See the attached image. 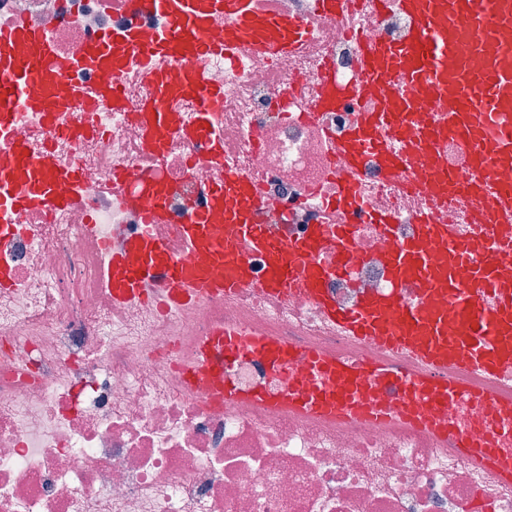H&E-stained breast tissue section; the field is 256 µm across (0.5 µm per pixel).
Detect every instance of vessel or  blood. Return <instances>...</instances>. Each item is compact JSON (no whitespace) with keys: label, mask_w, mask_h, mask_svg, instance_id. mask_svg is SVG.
<instances>
[{"label":"vessel or blood","mask_w":512,"mask_h":512,"mask_svg":"<svg viewBox=\"0 0 512 512\" xmlns=\"http://www.w3.org/2000/svg\"><path fill=\"white\" fill-rule=\"evenodd\" d=\"M125 5L132 14L166 17L167 28L104 32L70 55L58 54L41 28L22 23L0 30L1 132L18 112L50 120L67 111L72 102L58 88L76 73L99 77L97 96L122 106L119 77L137 56L148 67L154 93L136 119L153 143L163 144L176 118L175 102L190 95L200 112L192 135L219 157L223 146L213 137L214 116L223 91L207 83L195 65L209 47L210 34L222 30L228 53L239 47L259 54L293 53L303 45L301 20L261 12L255 0H125ZM316 8L330 18L360 8L379 24L396 11L411 22L399 42L359 37L362 84H323L322 104L348 94L364 100L355 124L337 142L341 167L350 172L370 159L385 176L407 174L413 192L469 205L481 231L461 237L457 225L436 223L423 211L412 237L394 242L392 215L368 208L349 179L333 201L345 222L318 226L316 234L302 239H275L259 220L262 201L254 184L228 174L207 190L205 208L190 212L179 227L190 251L209 256L208 265L194 266L171 259L151 231L167 221L163 200L168 188L157 183L149 195L122 198L143 211L146 223L112 252V294L120 301L142 297L178 309L248 289L282 299L305 293L334 329L397 352L420 366L422 375L313 351L308 379L289 382L272 399L260 388L240 389L228 369L256 358L285 376L296 349L259 331L221 327L210 332L201 349L214 403L265 404L331 420L398 419L434 430L471 463L511 480L512 456L500 452L496 437L512 433V405L488 422L483 440L445 422L442 411L457 400L482 399L476 387L449 383L448 370L485 379L512 374V0H316ZM34 84L39 87L35 93L30 90ZM452 141L466 148L465 166L457 172L448 169ZM77 182L76 173L61 169L51 152L35 156L21 144L0 148L1 207L42 211L65 203L67 190ZM357 219L377 225L391 240L385 256L391 286L383 295L340 308L324 282L329 274L348 273ZM213 224L223 225V240L210 236ZM324 233L336 238L330 270L314 260ZM250 252L265 258L262 277H255L247 261ZM407 285L417 293L415 303L403 299ZM380 385L399 393L396 408L374 398Z\"/></svg>","instance_id":"obj_1"}]
</instances>
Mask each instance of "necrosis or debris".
I'll use <instances>...</instances> for the list:
<instances>
[{"mask_svg": "<svg viewBox=\"0 0 512 512\" xmlns=\"http://www.w3.org/2000/svg\"><path fill=\"white\" fill-rule=\"evenodd\" d=\"M312 3L256 0L306 21L307 45L294 55L229 59L216 51L199 60L204 79L224 89L217 124L225 162L190 136L198 114L191 98L177 103L181 123L165 145L148 143L132 117L151 92L136 59L122 78L124 110L82 94L55 126L33 113L14 119L9 141L35 155L51 149L61 168L76 170L79 186L64 207L0 209V222L12 227L0 237V265L11 273L0 288V512H512V482L497 481L434 431L213 404L198 350L217 326L260 330L335 358L391 360L388 351L332 330L305 295L283 302L245 292L187 310L112 295L105 245L143 221L112 185L120 168L130 175L126 192H142V173L172 186L169 221L152 231L175 259L200 266L207 254L187 253L177 226L204 205L206 187L223 181L228 167L259 182L260 221L272 232L300 237L335 223L327 207L333 143L360 105L316 108L327 77L322 64L334 63L337 83L355 82L353 33L398 41L408 21L392 13L377 27L358 12L324 19ZM19 22L41 27L66 54L105 31L165 24L127 13L122 0H0V29ZM74 128L79 136H71ZM357 178L366 198L395 212L399 239L409 238L422 198L408 196L370 160ZM387 246L373 225H361L350 276L326 283L338 306L387 292ZM184 365L197 384L178 381ZM231 375L244 390L283 392L280 378L253 359ZM483 387L479 406L449 404L447 420L493 416L503 396L512 397L511 376Z\"/></svg>", "mask_w": 512, "mask_h": 512, "instance_id": "1", "label": "necrosis or debris"}]
</instances>
